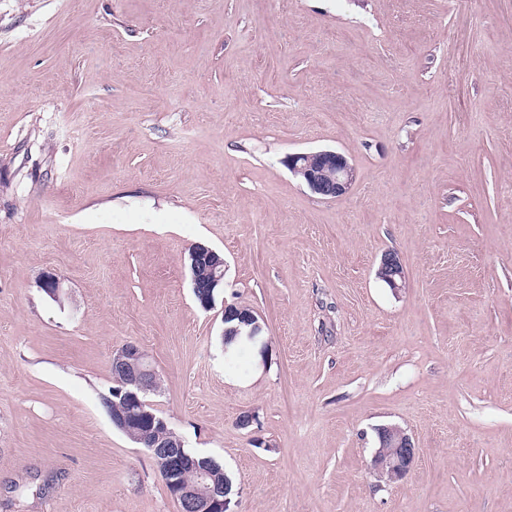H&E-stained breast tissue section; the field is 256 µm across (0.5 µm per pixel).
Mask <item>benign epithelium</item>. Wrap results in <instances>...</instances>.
Segmentation results:
<instances>
[{"label":"benign epithelium","mask_w":512,"mask_h":512,"mask_svg":"<svg viewBox=\"0 0 512 512\" xmlns=\"http://www.w3.org/2000/svg\"><path fill=\"white\" fill-rule=\"evenodd\" d=\"M289 171L306 184L312 193L324 200L346 195L356 181V169L349 159L334 150H316L288 155ZM189 267L193 287L201 289V306L210 310L215 305V292L224 287V255L204 244L189 250ZM377 276L392 291L405 287L404 267L397 254L388 252L378 268ZM238 324L224 328L222 336H246L261 341L262 327L253 312L235 304L224 305V321ZM112 392L125 405V411L112 415V424L127 434L139 447L149 450L164 481L183 469H191L196 479L174 485L173 497L180 512H224L229 508L227 483L212 468L199 463L183 451L184 440L169 421L156 417L148 395L159 390V376L145 351L128 342L112 351L110 360ZM379 446L373 467L390 480L403 478L413 466L417 448L404 429L397 425L377 428Z\"/></svg>","instance_id":"1"}]
</instances>
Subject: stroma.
<instances>
[{"mask_svg":"<svg viewBox=\"0 0 512 512\" xmlns=\"http://www.w3.org/2000/svg\"><path fill=\"white\" fill-rule=\"evenodd\" d=\"M318 149L333 201L284 163ZM197 242L267 359L225 360ZM128 342L233 512H512V0H0V512H178L101 404ZM289 171L324 200L346 195L356 181V169L349 159L334 150H316L288 155ZM189 267L192 288H200L201 306L210 310L215 305V292L224 288V255L204 244H197L189 250ZM377 276L392 291H399L405 287L406 277L404 267L398 255L388 252L384 255L378 268ZM377 436L379 446L373 457L374 470L389 480L402 479L417 456L412 436L397 425L377 428Z\"/></svg>","mask_w":512,"mask_h":512,"instance_id":"35a3bbf8","label":"stroma"}]
</instances>
